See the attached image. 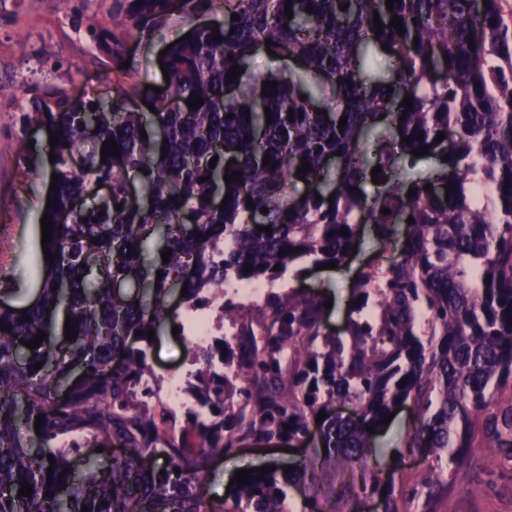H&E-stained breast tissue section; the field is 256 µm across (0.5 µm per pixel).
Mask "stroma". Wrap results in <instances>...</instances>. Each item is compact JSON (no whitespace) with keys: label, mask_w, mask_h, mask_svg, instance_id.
I'll use <instances>...</instances> for the list:
<instances>
[{"label":"stroma","mask_w":512,"mask_h":512,"mask_svg":"<svg viewBox=\"0 0 512 512\" xmlns=\"http://www.w3.org/2000/svg\"><path fill=\"white\" fill-rule=\"evenodd\" d=\"M113 0H0V282H5L7 303L21 307L32 302L42 284L40 225L51 183L44 136L24 128L23 114L41 96L52 93L72 98L108 97L114 85L139 82L149 85L163 77L160 53L192 24H217L224 15L213 9L193 19L170 17L153 37L135 40L110 27ZM106 29L108 38L120 42L130 63L121 69L91 40L94 29ZM30 142L31 157L23 159L14 149L19 140ZM356 253L333 269L310 270L306 285L315 293L333 294L335 303L325 314L328 330H340L353 302L355 278L360 270L385 267L396 253L393 245L370 224L361 225ZM160 380L185 375L189 393L200 385L184 338L164 331L149 355ZM417 426L409 408L397 411L376 436L375 446L384 455L399 453L394 496L404 512H421L423 499L412 498L426 465L406 457L407 439ZM302 455L301 449H283L276 442L249 441L231 457L212 458L200 492L204 498L224 501L236 470L265 465L285 469ZM453 491L433 505L435 512H512V461L491 448H472L468 456L450 467ZM365 474L351 475L339 468L325 469L319 489L344 490L343 512H377L379 500L364 493Z\"/></svg>","instance_id":"35a3bbf8"}]
</instances>
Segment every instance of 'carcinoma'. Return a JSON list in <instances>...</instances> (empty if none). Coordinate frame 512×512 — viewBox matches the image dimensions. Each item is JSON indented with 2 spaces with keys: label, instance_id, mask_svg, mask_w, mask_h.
<instances>
[{
  "label": "carcinoma",
  "instance_id": "1",
  "mask_svg": "<svg viewBox=\"0 0 512 512\" xmlns=\"http://www.w3.org/2000/svg\"><path fill=\"white\" fill-rule=\"evenodd\" d=\"M385 2L291 0L290 17L285 0H181L187 17L219 5L223 41L211 27L192 28L163 57L161 92L121 84L110 98H43L23 115L54 135L58 202L42 213L57 259L44 263L26 313L0 305V512H288V488L316 484L332 463L369 468L367 429L378 431L406 402L418 419L409 452L427 463L412 497L425 505L448 491V465L474 445L512 457V15L501 0H487L478 16L475 0H401L390 11ZM171 3L116 0L112 25L149 37ZM91 37L123 66L120 44L103 31ZM268 48L273 66L257 74L250 58ZM235 65L244 68L236 82ZM265 80L276 95L261 94L271 91ZM197 96L202 106L189 109ZM382 126L395 135H377ZM90 130L94 147L83 152ZM109 138L120 157L100 155ZM422 146L439 162L423 181L412 176L422 158L410 154ZM228 172L241 179L225 184ZM302 179L310 192L301 200ZM101 182L112 187L105 197ZM361 224L397 239L398 256L361 272L342 332H326L322 299L301 286L268 299L259 333H232L199 356L197 400L207 411L170 431L174 415L156 411L143 387L155 378L147 332L159 336L178 318L166 303L170 286L187 285L189 307L217 303L230 317L242 307L224 303V287L272 282L300 260L338 264ZM116 282L137 293L117 296ZM61 316L77 326L76 339L57 332ZM39 330V347L23 346ZM337 403L354 416H334ZM320 413L327 418L318 422ZM315 432L290 473H251L230 505L200 495L213 456L249 439L293 448ZM395 474L393 460L375 467L370 491L384 512H400ZM26 482L33 493L21 497ZM332 498L334 489L311 496L302 512H336Z\"/></svg>",
  "mask_w": 512,
  "mask_h": 512
}]
</instances>
